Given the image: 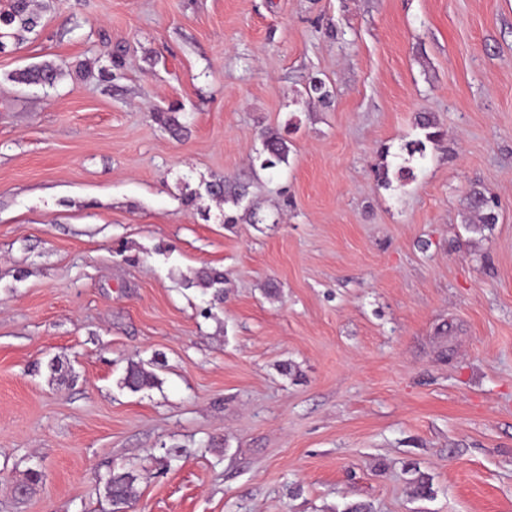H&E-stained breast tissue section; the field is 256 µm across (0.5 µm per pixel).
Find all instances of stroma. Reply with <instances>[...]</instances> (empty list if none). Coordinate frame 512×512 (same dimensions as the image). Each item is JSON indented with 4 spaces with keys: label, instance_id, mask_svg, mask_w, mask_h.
I'll use <instances>...</instances> for the list:
<instances>
[{
    "label": "stroma",
    "instance_id": "stroma-1",
    "mask_svg": "<svg viewBox=\"0 0 512 512\" xmlns=\"http://www.w3.org/2000/svg\"><path fill=\"white\" fill-rule=\"evenodd\" d=\"M45 2L0 53V512L115 470L129 512H512V0ZM63 76L60 66L52 62L34 64L18 70L12 75V80L23 85L53 86ZM263 151L266 154L262 166L272 168L288 159V141L275 131H268L263 137ZM472 207L476 213L477 222L473 224V229L478 231L489 225L495 224L497 216L495 214L496 203L488 198L481 191H474L472 196ZM156 380V375L145 369L142 363L130 361L122 379V384L130 391L137 392L154 385Z\"/></svg>",
    "mask_w": 512,
    "mask_h": 512
}]
</instances>
